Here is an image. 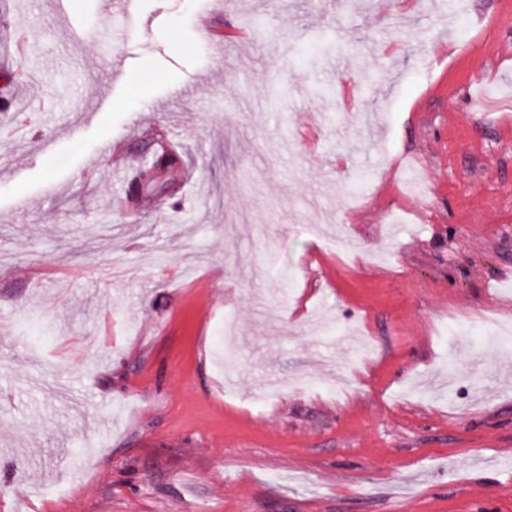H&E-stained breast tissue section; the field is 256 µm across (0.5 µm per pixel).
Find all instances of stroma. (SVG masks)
I'll use <instances>...</instances> for the list:
<instances>
[{
	"label": "stroma",
	"mask_w": 512,
	"mask_h": 512,
	"mask_svg": "<svg viewBox=\"0 0 512 512\" xmlns=\"http://www.w3.org/2000/svg\"><path fill=\"white\" fill-rule=\"evenodd\" d=\"M141 10L0 0V512H512V0ZM181 161V154L177 150L168 151L166 150L160 156L157 157V160L151 165L144 166L140 169L137 174L135 181H140V184H137L133 189L139 190L140 186H144L146 190L152 189L157 181V179L153 175V170L155 167H160V164H163L165 168H173L178 165Z\"/></svg>",
	"instance_id": "stroma-1"
}]
</instances>
